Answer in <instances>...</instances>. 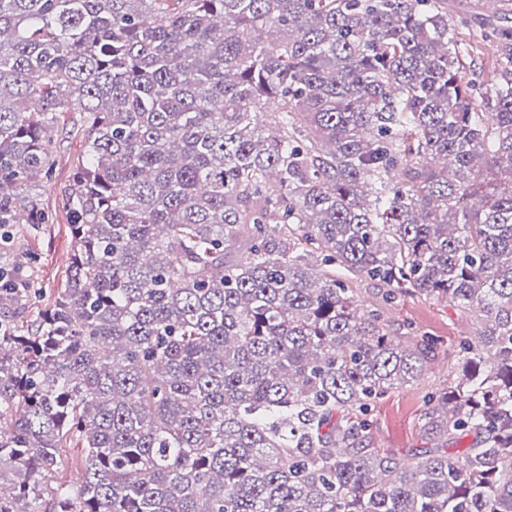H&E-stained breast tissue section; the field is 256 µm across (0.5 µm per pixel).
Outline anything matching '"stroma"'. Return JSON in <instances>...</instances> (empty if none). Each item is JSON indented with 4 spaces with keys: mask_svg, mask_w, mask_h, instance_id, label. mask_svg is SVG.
<instances>
[{
    "mask_svg": "<svg viewBox=\"0 0 512 512\" xmlns=\"http://www.w3.org/2000/svg\"><path fill=\"white\" fill-rule=\"evenodd\" d=\"M54 172L39 194L52 219L39 226L19 224L11 248L23 264L19 276L41 288L44 301H51L63 287L74 250L67 189L81 155L80 141L66 130L55 136ZM392 324L410 322L421 333L439 339L442 348L430 361L418 382L392 391L369 415L374 447L405 455L423 446L419 418L431 392L448 381V369L461 338L473 336L471 322L443 300L409 297L386 308Z\"/></svg>",
    "mask_w": 512,
    "mask_h": 512,
    "instance_id": "stroma-1",
    "label": "stroma"
}]
</instances>
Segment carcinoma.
<instances>
[{
	"mask_svg": "<svg viewBox=\"0 0 512 512\" xmlns=\"http://www.w3.org/2000/svg\"><path fill=\"white\" fill-rule=\"evenodd\" d=\"M466 26L448 0H0V229L48 223L67 113L83 142L64 288L27 329L5 311L40 289L0 288V512H512V26L482 82ZM358 279L477 327L404 457L366 416L438 340ZM63 448L83 475L50 488Z\"/></svg>",
	"mask_w": 512,
	"mask_h": 512,
	"instance_id": "cac0c4a2",
	"label": "carcinoma"
}]
</instances>
